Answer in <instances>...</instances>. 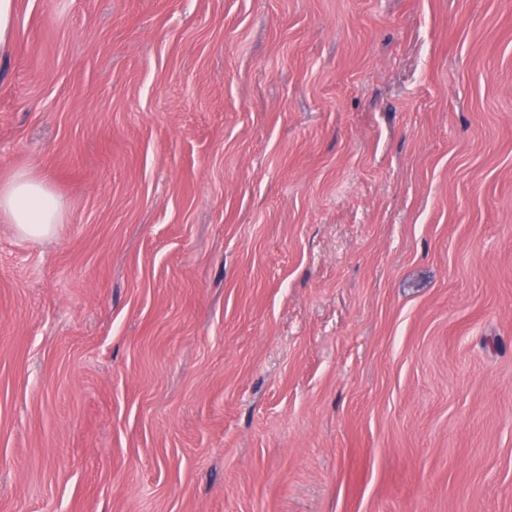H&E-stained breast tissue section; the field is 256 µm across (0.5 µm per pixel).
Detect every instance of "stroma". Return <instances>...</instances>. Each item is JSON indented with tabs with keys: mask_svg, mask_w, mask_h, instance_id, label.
<instances>
[{
	"mask_svg": "<svg viewBox=\"0 0 512 512\" xmlns=\"http://www.w3.org/2000/svg\"><path fill=\"white\" fill-rule=\"evenodd\" d=\"M0 512H512V0H16ZM64 204L35 174L22 171L0 182V215L27 238L54 233Z\"/></svg>",
	"mask_w": 512,
	"mask_h": 512,
	"instance_id": "obj_1",
	"label": "stroma"
}]
</instances>
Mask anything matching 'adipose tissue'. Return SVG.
Here are the masks:
<instances>
[{
	"label": "adipose tissue",
	"instance_id": "adipose-tissue-1",
	"mask_svg": "<svg viewBox=\"0 0 512 512\" xmlns=\"http://www.w3.org/2000/svg\"><path fill=\"white\" fill-rule=\"evenodd\" d=\"M64 204L35 174L22 171L0 182V216L28 238L54 233Z\"/></svg>",
	"mask_w": 512,
	"mask_h": 512
}]
</instances>
